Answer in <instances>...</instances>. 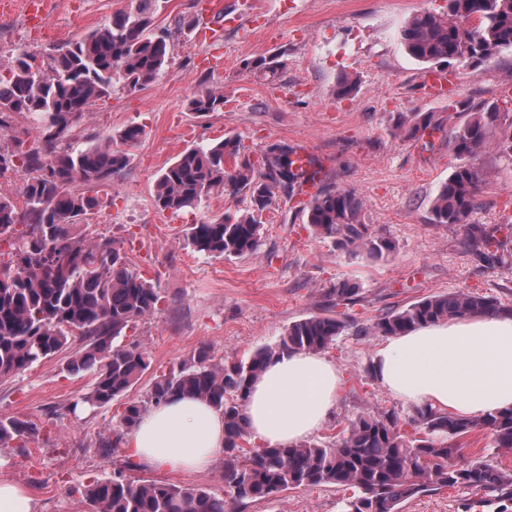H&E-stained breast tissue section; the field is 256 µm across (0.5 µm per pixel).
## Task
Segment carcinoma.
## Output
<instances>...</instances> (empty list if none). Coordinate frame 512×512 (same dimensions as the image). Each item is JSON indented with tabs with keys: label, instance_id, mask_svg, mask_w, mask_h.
<instances>
[{
	"label": "carcinoma",
	"instance_id": "cac0c4a2",
	"mask_svg": "<svg viewBox=\"0 0 512 512\" xmlns=\"http://www.w3.org/2000/svg\"><path fill=\"white\" fill-rule=\"evenodd\" d=\"M156 0H129L109 23L82 40L47 54L16 56L9 74L0 75V131L16 116L36 124L29 145L17 140L0 145V179H21L22 202L0 195V242L9 259L0 260V382L31 369L44 359L69 353L67 368L90 372L93 381L82 397L89 407H103L125 397L151 370L148 354L121 338L158 311L161 296L127 267L125 256L110 239H93L78 230L99 206L98 198L74 190L77 183L103 185L124 170L128 153L110 144L75 151L63 145L93 103L110 96L113 81L131 90L153 84L169 60L163 35L152 36ZM402 44L422 64L446 62L474 70L500 53L512 51V0H448L442 14H414L400 33ZM243 67L275 76V57L247 61ZM356 76L344 73L336 83L340 98L354 96ZM224 94L206 89L189 102L201 116L219 112ZM448 109L467 119L448 132V152L455 163L432 200L435 224L463 226L472 244L488 246L493 235L471 223L479 206L483 172L477 161L488 152L512 163V110L497 102L472 109L448 101ZM394 127L412 139L443 129L432 112L400 113ZM296 150L271 146L256 160L236 135L206 148L184 150L158 177L153 198L161 212L196 208L212 191L221 189L249 197L252 211L236 218L219 217L193 225L188 240L194 250L216 257H240L257 251L262 225L254 213L276 203L277 194L291 198L297 188L319 173L297 164ZM362 201L347 189H320L306 203L307 223L315 233L342 248L381 260L396 243L368 233L359 223ZM24 229L19 230L17 226ZM490 311L512 314L494 299L458 291L431 295L374 322L368 332L393 336L441 320ZM347 329L336 315L298 320L273 345L231 363L214 360L207 348L193 363L154 374L145 397L124 403L113 440L101 443L108 454L148 407L173 395L205 400L224 415V458L220 479L230 500L268 499L290 489L336 486L350 489L342 512H402L409 500L443 489L466 487L493 497L496 512H512V470L485 462H458V440L473 433L487 435L498 451L512 450V409L481 418H465L424 406L411 419L414 434L389 414L363 412L332 446L246 448L245 404L250 385L267 362L285 351L321 352ZM29 422L0 419V447L28 437ZM75 492L90 512H228L226 500L202 488L157 480H132L118 471Z\"/></svg>",
	"mask_w": 512,
	"mask_h": 512
}]
</instances>
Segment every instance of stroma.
<instances>
[{
  "instance_id": "1",
  "label": "stroma",
  "mask_w": 512,
  "mask_h": 512,
  "mask_svg": "<svg viewBox=\"0 0 512 512\" xmlns=\"http://www.w3.org/2000/svg\"><path fill=\"white\" fill-rule=\"evenodd\" d=\"M128 0H49L41 26L28 24L22 0L0 13V72L22 51L43 53L80 40L108 23ZM446 0H256V15L223 31L224 63L208 67L209 47L187 31L198 0H160L156 31L169 35V65L152 85L130 90L114 82L112 95L86 112L68 142L72 148L117 138L129 125L144 134L129 147V163L111 183L84 186L100 203L88 234L114 240L129 268L163 298L158 311L128 330L154 370L190 363L200 348L235 361L276 342L291 323L334 313L348 328L324 356L340 370L336 407L311 440L332 445L360 413H389L408 425L415 407L395 399L372 370L380 336L366 329L380 317L429 295L468 291L512 307V164L495 154L479 165L483 183L472 221L497 226L485 261L482 248L464 244L465 230L431 221V201L452 165L442 133L420 140L397 135L398 113L447 116L448 104L425 96L424 70L405 52L400 32L413 14L440 13ZM280 56L275 78L244 70L243 60ZM459 99L473 105L503 98L512 86V52L480 71L458 65ZM360 78L354 97L336 95L340 74ZM223 93L224 109L190 112L198 92ZM238 135L247 152L260 156L285 145L306 151L326 189H348L361 198L360 221L371 233L396 243L389 259L375 261L336 248L316 236L298 199L279 197L259 213L258 250L242 258L208 256L187 243L192 225L224 214H243L244 196L209 194L198 208L173 215L153 200L160 173L185 149L207 146L224 134ZM354 284V302L335 305L337 283ZM91 375H71L58 355L14 379L0 382V418L31 422L35 434L0 447V477L24 486L36 512H88L73 489L121 468L125 450L98 451L116 426V407L90 409L81 398ZM345 493L336 487L300 488L233 512H342Z\"/></svg>"
}]
</instances>
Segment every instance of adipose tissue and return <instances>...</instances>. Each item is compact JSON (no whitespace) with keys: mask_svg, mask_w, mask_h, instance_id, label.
<instances>
[{"mask_svg":"<svg viewBox=\"0 0 512 512\" xmlns=\"http://www.w3.org/2000/svg\"><path fill=\"white\" fill-rule=\"evenodd\" d=\"M395 398L465 417L512 408V317L487 312L389 337L373 357ZM342 377L313 352H284L254 382L247 434L262 446L299 444L336 406ZM129 453L172 473L202 472L224 456V419L203 400L175 396L151 407L134 428Z\"/></svg>","mask_w":512,"mask_h":512,"instance_id":"1","label":"adipose tissue"}]
</instances>
